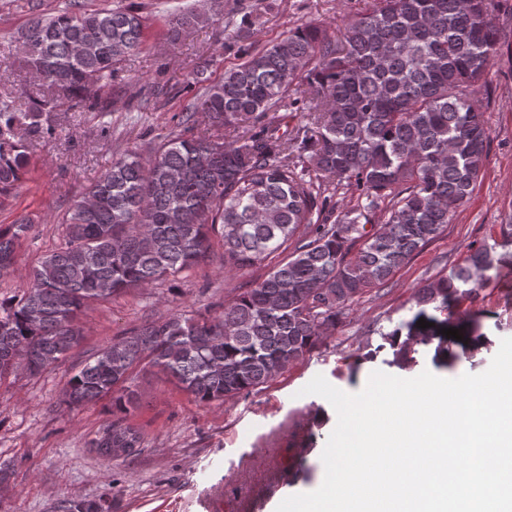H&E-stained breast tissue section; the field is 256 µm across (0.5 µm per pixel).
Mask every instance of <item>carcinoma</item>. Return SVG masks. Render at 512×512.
I'll return each mask as SVG.
<instances>
[{"mask_svg":"<svg viewBox=\"0 0 512 512\" xmlns=\"http://www.w3.org/2000/svg\"><path fill=\"white\" fill-rule=\"evenodd\" d=\"M333 38L307 22L205 84L184 132L112 167L63 219L64 244L32 270L22 295L0 302V378L39 373L79 345L89 302L175 279L224 247V268L266 267L215 317L192 311L133 329L81 363L64 392L70 407L110 401L92 447L105 458L142 448L130 418L140 406L135 369L159 368L202 405L258 393L323 342L356 298L386 284L450 223L483 167L489 130L469 89L484 83L498 37L494 0H381ZM208 20L169 14L173 37ZM145 43L129 7L87 13L69 0L39 14L17 52L44 87L38 98L0 94V196L27 172L30 146L56 132L63 107L111 111L119 64ZM309 94L304 131L281 130L286 100ZM197 112L210 132L186 135ZM262 129L252 132L250 125ZM346 190L338 208L327 192ZM31 225H0V268L15 262ZM294 244L288 251V244ZM512 267V224L465 264L415 287L419 306L448 320ZM386 333L408 358L412 336ZM60 512H112L106 498L72 497Z\"/></svg>","mask_w":512,"mask_h":512,"instance_id":"obj_1","label":"carcinoma"}]
</instances>
